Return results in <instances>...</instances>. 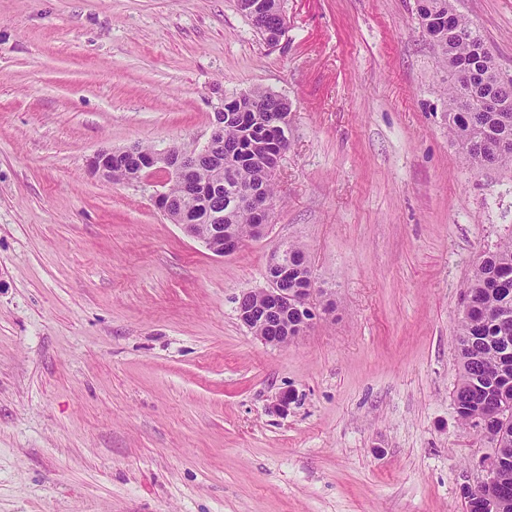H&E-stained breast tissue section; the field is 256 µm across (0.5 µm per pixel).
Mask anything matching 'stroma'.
Returning <instances> with one entry per match:
<instances>
[{"mask_svg": "<svg viewBox=\"0 0 512 512\" xmlns=\"http://www.w3.org/2000/svg\"><path fill=\"white\" fill-rule=\"evenodd\" d=\"M512 72V0H459ZM0 0V512H463L489 448L453 405L463 290L512 238V170L448 133L414 0ZM286 97L266 234L217 257L89 174L198 149L224 98ZM282 241L333 305L272 348L237 318ZM295 399L274 411L279 392ZM241 1V0H237L236 1V4H237V9L240 11V13L242 15H244L252 24V26L255 28V30L257 31V33H259L262 37H263V29L269 25H271L272 23L275 22V14L270 12L268 13V0H249V4H248V13L250 14V16L254 19H257V20H253L252 18H250L248 15H246L245 13H243L240 8H239V5H238V2ZM268 13V15H266ZM264 15H266L265 17H263ZM263 17V18H262ZM258 18H261V19H258Z\"/></svg>", "mask_w": 512, "mask_h": 512, "instance_id": "1", "label": "stroma"}]
</instances>
